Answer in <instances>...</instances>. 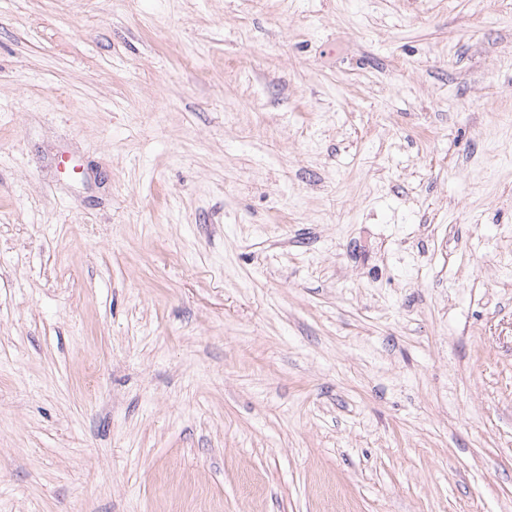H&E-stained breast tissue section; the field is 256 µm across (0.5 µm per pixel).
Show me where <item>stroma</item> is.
I'll use <instances>...</instances> for the list:
<instances>
[{"label":"stroma","instance_id":"stroma-1","mask_svg":"<svg viewBox=\"0 0 512 512\" xmlns=\"http://www.w3.org/2000/svg\"><path fill=\"white\" fill-rule=\"evenodd\" d=\"M0 512H512V0H0Z\"/></svg>","mask_w":512,"mask_h":512}]
</instances>
